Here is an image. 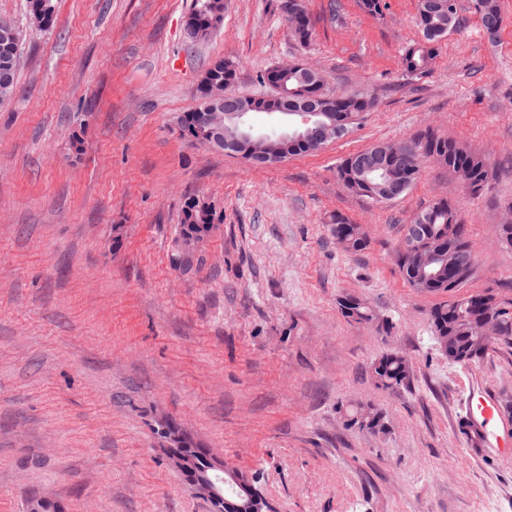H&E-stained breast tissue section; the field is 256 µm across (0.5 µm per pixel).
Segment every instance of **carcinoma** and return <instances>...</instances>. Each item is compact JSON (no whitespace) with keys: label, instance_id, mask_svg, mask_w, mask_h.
Instances as JSON below:
<instances>
[{"label":"carcinoma","instance_id":"carcinoma-1","mask_svg":"<svg viewBox=\"0 0 512 512\" xmlns=\"http://www.w3.org/2000/svg\"><path fill=\"white\" fill-rule=\"evenodd\" d=\"M475 10L480 20L501 19L497 0H474ZM224 0H194L189 18L202 30L201 39L210 35L206 19L214 13H224ZM27 13H37L44 17L45 25L51 26L54 16L53 0H27ZM417 27L422 40L406 49L402 56V67L410 75L425 72L437 56L439 40L459 25V16L448 14V0H418ZM20 60V43L4 44L0 41V100L12 96ZM236 78L232 64L222 59L215 61L202 75L200 85L209 82H223L230 86ZM286 86L291 91L290 104L303 106L316 103L324 96V78L316 69L300 68L288 76ZM237 105L252 112H264L279 105L275 99H257L241 96ZM370 101L355 94L338 96L329 102L330 112L326 123L350 124L353 117L366 112ZM423 156L431 157L448 167L452 172L458 168L465 170L470 179V192L477 194L488 187L492 171L488 162L480 155L467 150L455 141L428 135L424 138ZM356 158L352 154L345 158L337 168L339 179L351 192L377 202L368 187L374 176L365 170L349 165ZM213 223V214L208 206L194 198L185 202L183 221L179 237L192 233L204 236L209 233ZM464 224L456 210L442 199L417 213L407 225L406 235L420 243H427L435 254L428 267L421 269L411 264L406 252L399 254V267L404 279L423 293H443L448 291V274L454 272V251L466 246ZM486 296L470 294L452 297L430 310V322L433 338L442 354L454 363H476L484 358L491 344L474 331V322L482 312ZM504 318L499 325V336L503 341L512 343V301L502 303ZM371 373L376 383L386 389H398L405 386L411 376L410 361L398 352H387L378 357L371 365ZM347 425L382 431L383 415L376 409L363 406L346 408ZM247 504V512H266L267 504L262 495L252 500L241 497L235 484L228 485L225 496V512H239V506Z\"/></svg>","mask_w":512,"mask_h":512}]
</instances>
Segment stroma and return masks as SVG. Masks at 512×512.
<instances>
[{
  "label": "stroma",
  "instance_id": "obj_1",
  "mask_svg": "<svg viewBox=\"0 0 512 512\" xmlns=\"http://www.w3.org/2000/svg\"><path fill=\"white\" fill-rule=\"evenodd\" d=\"M282 0H228L209 39L184 34L192 0H57L29 28L26 0H0L22 26L18 82L0 105V512L46 496L58 512H210L173 469L169 417L202 447L258 474L276 512H512V451L495 445L512 415L459 429L471 396L512 403V345L477 364L449 362L429 311L446 294L402 277L413 216L447 199L475 253L462 294L512 299V0L489 42L471 0L429 72L405 73L418 0H305L308 42ZM235 94L300 61L332 94L373 103L320 151L259 166L184 138L215 60ZM484 155L479 194L426 159L413 188L374 204L340 181L346 156L425 131ZM211 205L217 229L190 268L170 263L182 206ZM362 225L351 252L334 216ZM363 296L377 317H345ZM409 359L407 386L378 387L382 353ZM379 410L386 433L347 426L349 405Z\"/></svg>",
  "mask_w": 512,
  "mask_h": 512
}]
</instances>
